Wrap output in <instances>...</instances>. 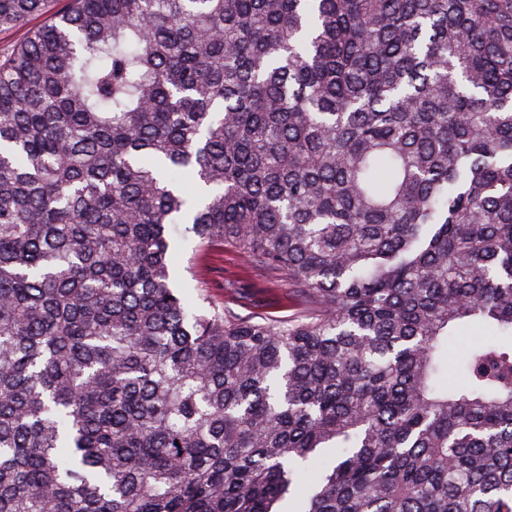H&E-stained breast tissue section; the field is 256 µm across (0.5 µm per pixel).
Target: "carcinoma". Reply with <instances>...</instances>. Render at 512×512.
Masks as SVG:
<instances>
[{
    "instance_id": "obj_1",
    "label": "carcinoma",
    "mask_w": 512,
    "mask_h": 512,
    "mask_svg": "<svg viewBox=\"0 0 512 512\" xmlns=\"http://www.w3.org/2000/svg\"><path fill=\"white\" fill-rule=\"evenodd\" d=\"M180 224L293 313L189 305ZM0 512H512V0H67L0 54ZM463 336L459 341L448 343V379H457V361L461 350L471 344H478L486 339L487 333L477 325H471L463 329Z\"/></svg>"
}]
</instances>
